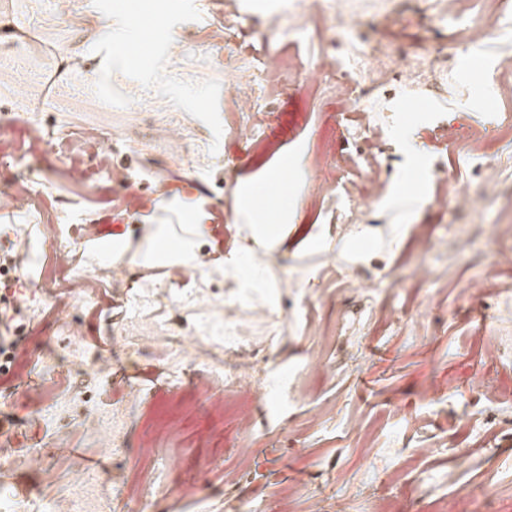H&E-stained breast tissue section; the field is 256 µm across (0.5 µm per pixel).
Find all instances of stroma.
<instances>
[{
	"instance_id": "stroma-1",
	"label": "stroma",
	"mask_w": 512,
	"mask_h": 512,
	"mask_svg": "<svg viewBox=\"0 0 512 512\" xmlns=\"http://www.w3.org/2000/svg\"><path fill=\"white\" fill-rule=\"evenodd\" d=\"M284 0L241 10L224 22V0H0V195L25 187L26 203L0 209V253L34 243L13 290L30 315L20 343L25 354L10 379L0 378V432L16 444L0 468V491L42 512L59 503L69 483L95 474L105 507L149 495V512H310L320 494L324 512H407L403 491L420 483L423 512H512V437L496 427L475 430L479 407L463 387L497 336L512 333V263L492 265V225L512 224V73L494 79L497 61L512 56V22L472 0L461 22L444 16L440 0H358L339 40L338 55L366 39L393 43V72L377 110L387 124L380 144L386 179L381 224L340 235L346 196L338 182L348 155L365 143L346 139L350 112L327 83L304 77L319 55L313 29L289 27ZM276 38L264 39L268 22ZM491 35L463 46L468 28ZM150 37L158 49L141 59L126 47ZM447 47L450 69L438 86L404 88L409 62L424 49ZM281 58L277 89L259 92L265 115L255 143L233 142L225 122L237 121L227 74L244 64L261 70ZM489 97L493 131L480 142L477 104ZM191 137L192 165L139 176L143 147L162 143L170 125ZM121 135L129 147L113 162L130 175L121 186L71 165L65 147L77 140ZM338 148L329 171L333 194L317 192L315 176L328 139ZM501 156V209L464 215L438 207L431 179L447 165L460 182L480 184L482 160ZM153 200L134 209L132 196ZM95 222L98 241L79 237ZM432 224L440 246L426 257L437 275L408 277L417 254L414 223ZM79 267L132 260L134 279L71 288L54 259L61 225ZM469 225L470 250L449 261L448 241ZM276 268L244 259L241 234ZM205 251L215 274L234 273L240 296L278 302L275 276L299 277L288 299V334L267 342L275 356L263 393L225 396L208 385L218 351H203L194 371L174 384L172 357L150 349L130 354L113 334L139 291L136 276ZM341 264L400 280L397 288L355 290L336 299L323 254ZM491 273L498 288L483 294V318L468 299L473 281ZM408 322L392 327L383 312ZM363 327L356 343L341 334L344 319ZM77 322L80 353L59 345ZM334 359L328 378L307 369L309 355ZM60 386L41 387L46 377ZM122 405L127 423L118 448L101 445L95 397ZM70 422L69 441L56 444L48 427ZM253 431L242 435L243 420ZM250 453H240L241 445ZM470 455L459 461L456 450ZM40 465H33V458Z\"/></svg>"
}]
</instances>
